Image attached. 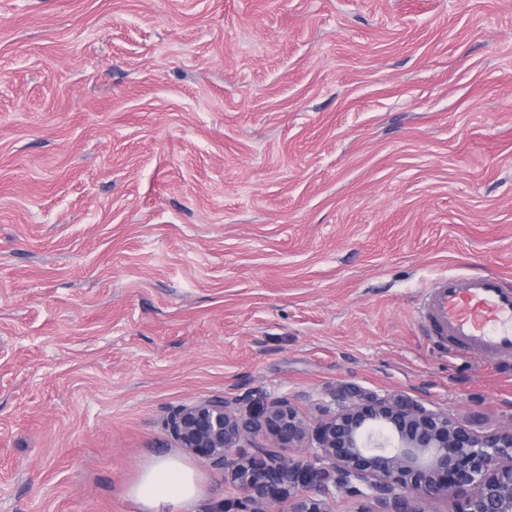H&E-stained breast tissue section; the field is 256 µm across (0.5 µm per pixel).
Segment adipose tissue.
<instances>
[{
  "label": "adipose tissue",
  "instance_id": "adipose-tissue-1",
  "mask_svg": "<svg viewBox=\"0 0 512 512\" xmlns=\"http://www.w3.org/2000/svg\"><path fill=\"white\" fill-rule=\"evenodd\" d=\"M140 512H188L203 495L201 477L173 456L154 458L127 489Z\"/></svg>",
  "mask_w": 512,
  "mask_h": 512
}]
</instances>
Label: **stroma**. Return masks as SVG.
<instances>
[{
	"mask_svg": "<svg viewBox=\"0 0 512 512\" xmlns=\"http://www.w3.org/2000/svg\"><path fill=\"white\" fill-rule=\"evenodd\" d=\"M512 283V0H0V512H137L172 409L335 391L512 423L422 332Z\"/></svg>",
	"mask_w": 512,
	"mask_h": 512,
	"instance_id": "1",
	"label": "stroma"
}]
</instances>
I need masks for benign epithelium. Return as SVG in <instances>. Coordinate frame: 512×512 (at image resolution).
<instances>
[{
  "label": "benign epithelium",
  "instance_id": "obj_1",
  "mask_svg": "<svg viewBox=\"0 0 512 512\" xmlns=\"http://www.w3.org/2000/svg\"><path fill=\"white\" fill-rule=\"evenodd\" d=\"M188 455L224 469L248 512H329L338 493L357 512H512V427L480 433L413 399L352 388L308 424L286 397L262 411L211 395L178 407L168 422ZM272 441L273 445L266 444Z\"/></svg>",
  "mask_w": 512,
  "mask_h": 512
}]
</instances>
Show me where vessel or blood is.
Here are the masks:
<instances>
[{"label":"vessel or blood","mask_w":512,"mask_h":512,"mask_svg":"<svg viewBox=\"0 0 512 512\" xmlns=\"http://www.w3.org/2000/svg\"><path fill=\"white\" fill-rule=\"evenodd\" d=\"M419 322L452 349L512 361V286L497 274L438 278L424 291Z\"/></svg>","instance_id":"obj_1"}]
</instances>
